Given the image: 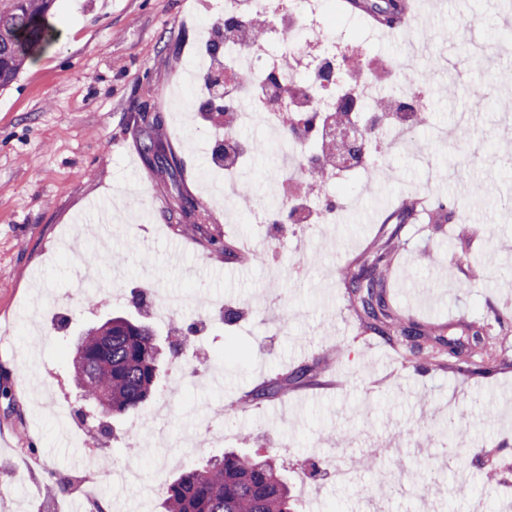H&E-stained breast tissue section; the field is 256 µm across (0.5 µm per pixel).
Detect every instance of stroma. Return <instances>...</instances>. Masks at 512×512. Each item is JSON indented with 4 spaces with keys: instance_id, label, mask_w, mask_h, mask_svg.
Returning a JSON list of instances; mask_svg holds the SVG:
<instances>
[{
    "instance_id": "obj_1",
    "label": "stroma",
    "mask_w": 512,
    "mask_h": 512,
    "mask_svg": "<svg viewBox=\"0 0 512 512\" xmlns=\"http://www.w3.org/2000/svg\"><path fill=\"white\" fill-rule=\"evenodd\" d=\"M407 24L375 31L354 48L402 54L408 41L457 67L447 81L430 61L429 112L456 145L435 154L429 128L414 130L417 154L394 152L402 179L355 180L337 189L349 202L338 224L312 227L302 243L277 236L252 213L276 175L275 149L262 130L246 132L257 150L246 191L226 201L204 180L213 164L212 126L185 110L178 92L191 81L201 21L210 0H56L53 44L0 89V512H72L73 489L54 480L74 473L81 441L45 409L52 395L23 371L53 373L66 395L68 340L115 312L153 324L162 347L170 326L192 328L190 360L163 356L161 396L172 413L154 432L151 404L108 420L101 447L114 466L136 460L141 486L129 492L100 474L92 490L111 512H156L166 478L216 454L213 436L245 453L274 455L300 505L316 512H501L512 497V367L480 372L462 352L443 366L415 362L393 338L361 321L343 273L386 238L388 219L411 199L422 205L400 234L393 305L444 350L484 327L512 352V36L501 6L488 0H405ZM496 71L475 60L478 48ZM485 88L479 104L474 91ZM153 135L175 154L171 171L146 157ZM488 204L464 209L475 182ZM108 201L120 224L107 230L89 208ZM202 225L189 236L185 225ZM247 238L251 249L222 253ZM93 255L98 281L82 285L75 253ZM315 264L293 271V253ZM123 291L112 300V286ZM312 366L305 383L292 370ZM278 396L253 394L269 381ZM349 463L357 482L329 476ZM506 472L487 487L489 468ZM472 493L459 497V483Z\"/></svg>"
}]
</instances>
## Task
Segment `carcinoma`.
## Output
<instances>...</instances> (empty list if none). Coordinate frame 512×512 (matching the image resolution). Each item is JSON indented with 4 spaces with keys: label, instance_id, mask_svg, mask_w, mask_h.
<instances>
[{
    "label": "carcinoma",
    "instance_id": "cac0c4a2",
    "mask_svg": "<svg viewBox=\"0 0 512 512\" xmlns=\"http://www.w3.org/2000/svg\"><path fill=\"white\" fill-rule=\"evenodd\" d=\"M55 0H0V88L14 82L25 62L46 50L56 37L51 22ZM354 10L391 24L402 10L384 14V0H349ZM144 153L175 169L174 155L157 152L154 139L142 145ZM399 247L398 230L348 272L346 285L361 319L379 332L389 331L413 356L433 361L429 349L412 341L409 327L390 307L386 272ZM69 367L78 400L93 413L114 415L134 411L157 390L159 345L154 329L128 316H115L89 328L75 342ZM159 512H299L288 487L270 456H250L234 450L181 471L165 482Z\"/></svg>",
    "mask_w": 512,
    "mask_h": 512
}]
</instances>
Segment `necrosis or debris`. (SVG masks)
Wrapping results in <instances>:
<instances>
[{"instance_id":"obj_1","label":"necrosis or debris","mask_w":512,"mask_h":512,"mask_svg":"<svg viewBox=\"0 0 512 512\" xmlns=\"http://www.w3.org/2000/svg\"><path fill=\"white\" fill-rule=\"evenodd\" d=\"M237 2L224 0L220 56L225 73L245 81L251 92L224 102V139L235 142L239 154L235 168L224 172V185L241 184L252 153L241 134L261 123L274 140L286 143L279 152L278 172L317 168L326 177L320 199L308 204H289L281 192L273 194V203L287 204L292 235L299 239L309 225L338 223L337 210L325 206L324 198L334 194L337 183L374 176L383 165L375 146L389 138L401 141L423 125L426 110L411 81L409 58L383 57V64L397 75L388 84L345 74L350 42L326 31L325 0H250L254 12L269 20L266 39L251 44L241 39L244 16ZM385 98L399 119L379 125L374 118ZM290 110L294 120L283 123V114ZM331 143L340 147L333 158L327 153Z\"/></svg>"}]
</instances>
